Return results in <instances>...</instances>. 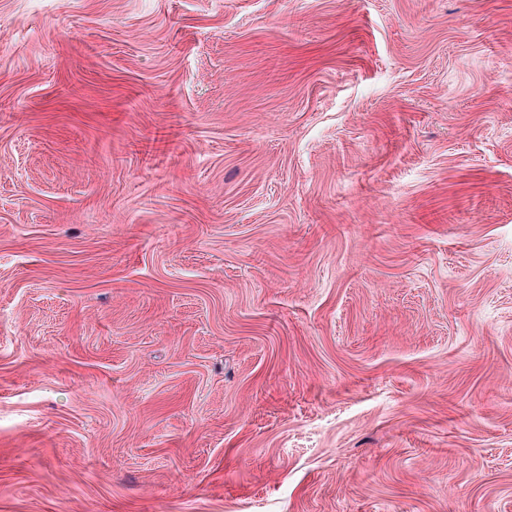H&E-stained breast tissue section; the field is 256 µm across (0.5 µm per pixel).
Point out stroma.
Segmentation results:
<instances>
[{
  "instance_id": "35a3bbf8",
  "label": "stroma",
  "mask_w": 512,
  "mask_h": 512,
  "mask_svg": "<svg viewBox=\"0 0 512 512\" xmlns=\"http://www.w3.org/2000/svg\"><path fill=\"white\" fill-rule=\"evenodd\" d=\"M0 512H512V0H0Z\"/></svg>"
}]
</instances>
